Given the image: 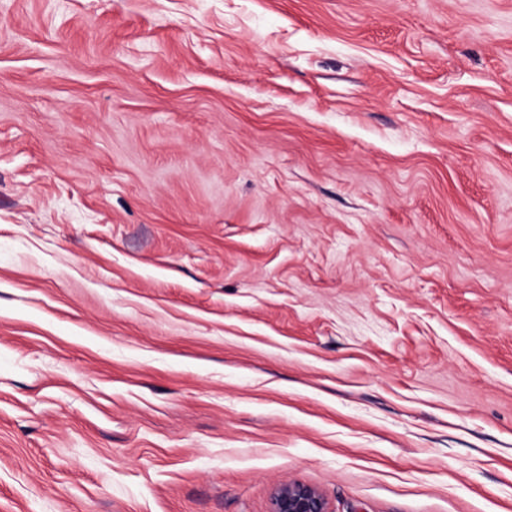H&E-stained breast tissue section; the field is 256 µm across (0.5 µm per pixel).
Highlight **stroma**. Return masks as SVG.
<instances>
[{"instance_id": "1", "label": "stroma", "mask_w": 512, "mask_h": 512, "mask_svg": "<svg viewBox=\"0 0 512 512\" xmlns=\"http://www.w3.org/2000/svg\"><path fill=\"white\" fill-rule=\"evenodd\" d=\"M512 512V0H0V512ZM269 512H330V510L318 488L289 481L275 487Z\"/></svg>"}]
</instances>
